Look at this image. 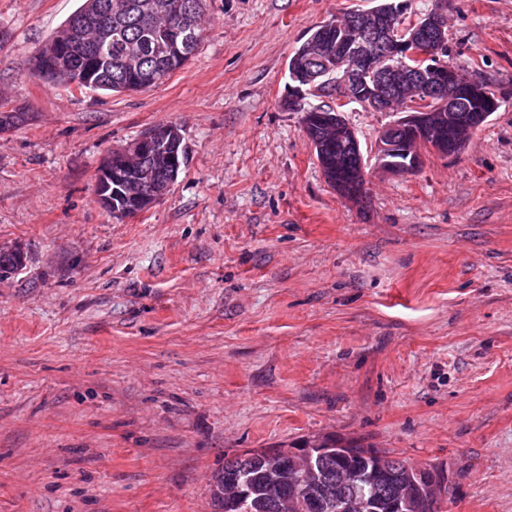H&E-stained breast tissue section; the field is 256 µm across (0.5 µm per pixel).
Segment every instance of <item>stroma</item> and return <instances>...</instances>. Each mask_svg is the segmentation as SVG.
<instances>
[{
  "label": "stroma",
  "instance_id": "obj_1",
  "mask_svg": "<svg viewBox=\"0 0 512 512\" xmlns=\"http://www.w3.org/2000/svg\"><path fill=\"white\" fill-rule=\"evenodd\" d=\"M82 0H0V512H212L225 459L335 436L448 470V512H512V0H411L500 107L463 153L326 182L288 61L371 0H210L196 54L136 93L31 61ZM365 157L396 114L347 106ZM186 161L149 211L97 202L150 127Z\"/></svg>",
  "mask_w": 512,
  "mask_h": 512
}]
</instances>
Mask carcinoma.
<instances>
[{
  "instance_id": "obj_1",
  "label": "carcinoma",
  "mask_w": 512,
  "mask_h": 512,
  "mask_svg": "<svg viewBox=\"0 0 512 512\" xmlns=\"http://www.w3.org/2000/svg\"><path fill=\"white\" fill-rule=\"evenodd\" d=\"M207 0H84L34 56L32 70L49 83L78 78L94 90L135 92L158 87L181 69L199 48L203 33L189 37L191 45L174 44L159 27L161 15L190 21ZM92 23L103 29V42L77 49L70 33L73 24ZM307 68L325 69V59L312 57L305 43L295 48ZM326 182L358 201L366 196L359 175L356 150L348 139L319 148L318 131H307ZM177 152L185 164L183 145L177 149L159 147L145 159L139 171L119 163L112 165L110 187L130 181L145 182V196L117 201L118 209L143 211L154 197L163 194L176 180L169 155ZM345 453L315 456L316 475L303 485L295 471L296 459L312 447L307 441L298 447L266 448L224 460V468L213 476L211 503L214 512H227L224 488L234 481H247L248 499L240 512H289L290 504L301 500L302 512H355L351 505L368 499L374 512H443L445 497H429L427 483L406 469V462L356 441L332 439ZM413 486L406 504L399 502L401 490Z\"/></svg>"
}]
</instances>
